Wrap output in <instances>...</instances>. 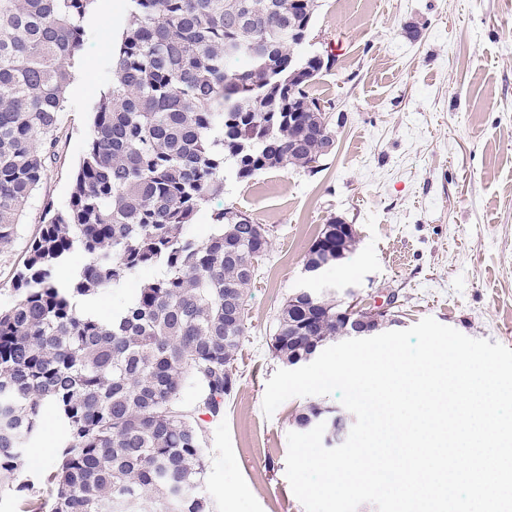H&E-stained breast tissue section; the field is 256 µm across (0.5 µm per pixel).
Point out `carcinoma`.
Returning a JSON list of instances; mask_svg holds the SVG:
<instances>
[{"mask_svg": "<svg viewBox=\"0 0 512 512\" xmlns=\"http://www.w3.org/2000/svg\"><path fill=\"white\" fill-rule=\"evenodd\" d=\"M112 86L96 104L68 206L46 210L0 309V472L52 413L61 430L29 512H212L202 491L205 429L182 410L224 415L258 261L272 234L234 206L211 211L229 179L313 173L336 152L323 101L308 88L329 66L299 55L288 30L311 29L317 0H126ZM95 0H0V242L11 239L52 161L73 61ZM329 218L305 255L310 276L336 260ZM87 262L63 279L70 254ZM147 269L153 279L128 292ZM106 291L123 304L102 318ZM280 308L272 337L283 363L345 335L336 302Z\"/></svg>", "mask_w": 512, "mask_h": 512, "instance_id": "obj_1", "label": "carcinoma"}]
</instances>
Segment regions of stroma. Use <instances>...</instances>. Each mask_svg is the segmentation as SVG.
Wrapping results in <instances>:
<instances>
[{
	"mask_svg": "<svg viewBox=\"0 0 512 512\" xmlns=\"http://www.w3.org/2000/svg\"><path fill=\"white\" fill-rule=\"evenodd\" d=\"M127 22L123 0H96L74 60L54 159L9 242H0V308L46 209L67 207L93 112L112 84V55ZM309 42L330 66L310 92L332 105L336 152L318 172H267L226 186L224 204L267 225L224 416L205 423L204 493L213 512H305L286 478L287 435L308 403L272 416L262 402L282 362L275 318L301 288L364 299L399 295V327L426 317L512 348V0H319ZM355 225L340 264L308 280L306 252L328 218ZM61 432L45 418L20 474L0 477V512H25L23 483L42 476Z\"/></svg>",
	"mask_w": 512,
	"mask_h": 512,
	"instance_id": "35a3bbf8",
	"label": "stroma"
}]
</instances>
